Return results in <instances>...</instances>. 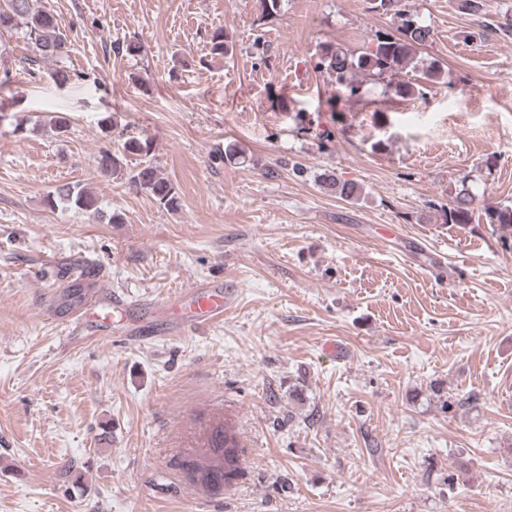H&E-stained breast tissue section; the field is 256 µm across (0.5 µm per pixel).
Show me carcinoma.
Returning a JSON list of instances; mask_svg holds the SVG:
<instances>
[{
  "instance_id": "carcinoma-1",
  "label": "carcinoma",
  "mask_w": 512,
  "mask_h": 512,
  "mask_svg": "<svg viewBox=\"0 0 512 512\" xmlns=\"http://www.w3.org/2000/svg\"><path fill=\"white\" fill-rule=\"evenodd\" d=\"M402 0H369L374 12H389L400 17L399 35L379 33L376 43L356 56L346 50L327 43L316 51V68L325 71L336 79V87L350 96H360L359 76L373 75L388 79L395 84L396 93L401 97L421 95L423 86L413 81H402L400 77L407 69L417 68V49L431 40V29L412 18L401 8ZM20 31L32 46L33 56L26 59L28 65L53 61L68 53L67 41L61 32L57 18L34 6V0H0V32ZM234 42L224 31L215 33L211 42V54L224 56L233 50ZM152 141L149 137L129 136L121 144V149L106 150L100 156L101 172L108 177L127 174V161L132 156L141 158L130 182L148 191L155 201L167 210L180 206V196L174 184L160 176L151 163ZM66 202L82 212L99 211V199L85 188L62 186L45 197V203L53 207ZM474 196L465 184L455 190L448 203L446 218L450 224H469L472 220ZM485 223L497 226L503 244L512 241V206L500 205L484 211ZM199 454L206 464L199 466L196 461L188 464L193 482L205 488L230 481L237 473L240 464L241 448L228 423L211 425L206 429L203 443L197 445Z\"/></svg>"
}]
</instances>
